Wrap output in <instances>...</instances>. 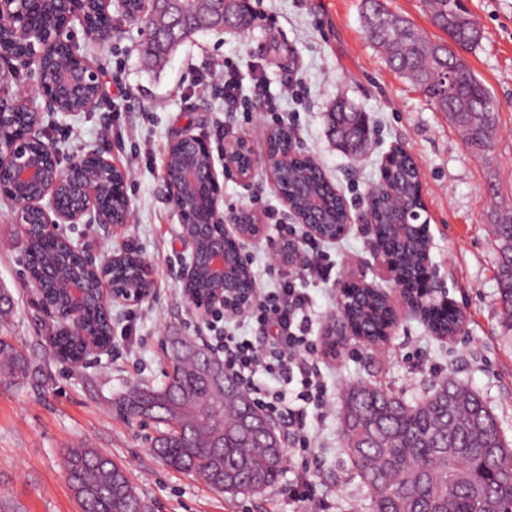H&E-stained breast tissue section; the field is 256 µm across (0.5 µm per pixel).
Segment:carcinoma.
Masks as SVG:
<instances>
[{"mask_svg":"<svg viewBox=\"0 0 512 512\" xmlns=\"http://www.w3.org/2000/svg\"><path fill=\"white\" fill-rule=\"evenodd\" d=\"M365 27L370 39L382 47L390 64L416 85L437 109L452 116L465 132L466 144L481 157L491 147L499 123V108L485 86L455 53L442 51L408 20L390 12L384 0H366ZM432 23L452 44L475 47L480 38L470 28L471 15L456 0H425ZM184 21L179 30L161 35L168 48L201 30L195 0H181ZM237 29L251 26L249 0L236 6ZM332 138L342 149L364 150L372 133L366 113L344 102L329 116ZM309 181L324 198L328 223L341 221L342 202L321 172L305 164L288 170L279 183ZM389 184L394 196L382 194L374 202L376 233L389 247L407 231L391 229L388 212L394 200L409 209L423 201L416 170L400 153L391 160ZM498 288L503 314L512 328V252L500 250ZM30 275L55 265L62 279L76 274L79 264L65 245L28 247ZM405 287L415 291L424 276L422 253L414 247L396 255ZM367 307L353 308L348 316L366 338L374 342L391 319L384 299L364 289ZM425 317L433 333L454 335L456 312L430 310ZM54 355L72 364L83 354L82 337L60 329L52 337ZM172 367L161 387L146 384L129 389L120 399L131 417L145 415L165 427L152 452L166 465L199 476L217 493H252L248 476L260 478L261 488L274 484L286 458L283 439L274 453L256 451L261 435L241 434L238 421L250 404L238 386L234 397L213 390L203 355L170 351ZM31 368L27 356L0 337V379L23 381ZM344 447L368 489L372 512H512V441H506L495 415L479 393L454 380L435 384L413 403L379 387L354 384L345 392L342 424ZM66 472L82 512H141L143 503L126 468L97 448L87 445L67 450Z\"/></svg>","mask_w":512,"mask_h":512,"instance_id":"cac0c4a2","label":"carcinoma"}]
</instances>
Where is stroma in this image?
I'll return each instance as SVG.
<instances>
[{"instance_id":"1","label":"stroma","mask_w":512,"mask_h":512,"mask_svg":"<svg viewBox=\"0 0 512 512\" xmlns=\"http://www.w3.org/2000/svg\"><path fill=\"white\" fill-rule=\"evenodd\" d=\"M246 30H202L156 64L144 48L140 25L115 22L111 36L88 42L81 28L67 38L87 50L99 73L101 102L90 112L43 113L41 126L61 167L96 151L126 174L132 220L118 231L95 224H64L76 242H89L97 259L129 248L152 265V289L136 306L112 307V351L90 366L57 358L50 338L59 324L46 317L25 269L27 241L14 206L0 203V289L14 300L0 324L30 359L24 382H0V512H80L65 472L66 448L86 443L129 465V476L148 512H372L367 488L352 468L341 428L344 391L365 382L413 401L433 382L459 380L477 391L512 440V329L501 315L494 226L512 208V0H464L482 39L463 57L499 106L489 158L477 157L447 113L394 70L367 36L363 0H251ZM238 70L244 85L262 76L273 98L249 97L241 111L224 109L217 78ZM367 113L374 129L359 156L338 149L328 135V113L337 100ZM283 126L295 133L343 192L353 211L366 205L392 148L415 157L429 221V262L438 299L462 317L454 338L436 336L422 315L400 308L389 341L365 347L347 338L338 357L327 358L330 402L324 415L308 412L316 435L303 458L316 482L313 500L294 497L295 452L279 480L256 494H219L199 477L165 465L150 452L155 424L126 418L119 399L136 384L159 386L170 371L169 340L192 336L211 342L209 324L194 315L180 279L186 257L179 221L163 180L170 140L184 128L203 134L214 153L225 142L246 139L259 163L250 183L224 180V211L247 207L261 213L270 237L251 245L249 257L261 287H277L292 274L309 295L313 333L322 336L337 311L346 275L385 283L361 224L333 242L304 245L307 258L324 256L323 274L304 264L269 270L282 234V199L265 163L264 131Z\"/></svg>"}]
</instances>
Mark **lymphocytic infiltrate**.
<instances>
[{
    "instance_id": "1",
    "label": "lymphocytic infiltrate",
    "mask_w": 512,
    "mask_h": 512,
    "mask_svg": "<svg viewBox=\"0 0 512 512\" xmlns=\"http://www.w3.org/2000/svg\"><path fill=\"white\" fill-rule=\"evenodd\" d=\"M307 295L291 281L277 288L258 289L247 313L267 332L264 344H255L240 332L239 315L224 316L218 346L224 367L242 383L254 405L267 415L288 422V441L299 450L311 448L314 435L306 422L307 407L323 412L329 402L326 376L314 356L318 339L312 336ZM299 382L296 403H287L277 382Z\"/></svg>"
}]
</instances>
